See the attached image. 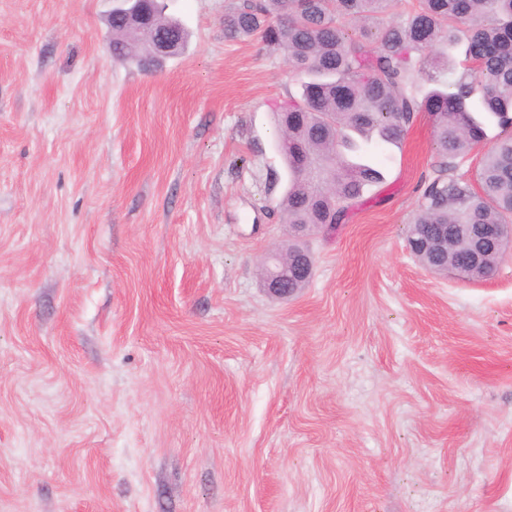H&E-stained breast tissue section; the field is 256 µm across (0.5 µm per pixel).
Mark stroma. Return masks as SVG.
I'll use <instances>...</instances> for the list:
<instances>
[{
	"instance_id": "stroma-1",
	"label": "stroma",
	"mask_w": 512,
	"mask_h": 512,
	"mask_svg": "<svg viewBox=\"0 0 512 512\" xmlns=\"http://www.w3.org/2000/svg\"><path fill=\"white\" fill-rule=\"evenodd\" d=\"M229 3L144 71L112 0H0V512H512V255L410 254L422 112L271 297L301 79ZM262 265L269 267L271 270V274L266 280L265 289L269 295L277 299H288V297L291 296V288L301 290L306 288V285L309 283L310 278L299 280L293 272L288 269V257L281 256L279 251L267 254L263 258ZM286 270H288V276L284 275V271ZM287 279L288 285L286 284Z\"/></svg>"
}]
</instances>
